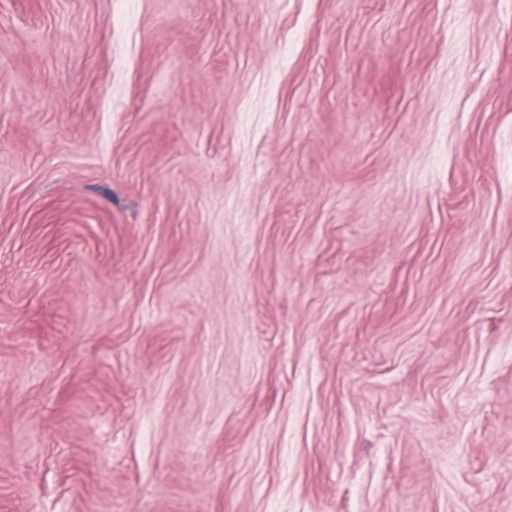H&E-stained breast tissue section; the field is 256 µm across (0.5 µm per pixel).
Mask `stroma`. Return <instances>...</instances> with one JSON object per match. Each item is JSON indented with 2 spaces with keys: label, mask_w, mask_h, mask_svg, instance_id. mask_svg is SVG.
<instances>
[{
  "label": "stroma",
  "mask_w": 512,
  "mask_h": 512,
  "mask_svg": "<svg viewBox=\"0 0 512 512\" xmlns=\"http://www.w3.org/2000/svg\"><path fill=\"white\" fill-rule=\"evenodd\" d=\"M0 512H512V0H0Z\"/></svg>",
  "instance_id": "stroma-1"
}]
</instances>
